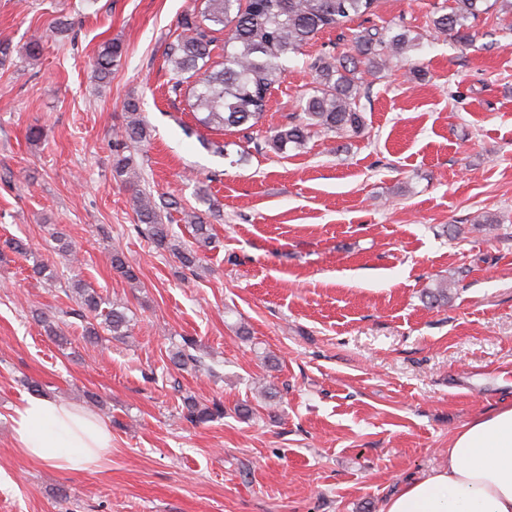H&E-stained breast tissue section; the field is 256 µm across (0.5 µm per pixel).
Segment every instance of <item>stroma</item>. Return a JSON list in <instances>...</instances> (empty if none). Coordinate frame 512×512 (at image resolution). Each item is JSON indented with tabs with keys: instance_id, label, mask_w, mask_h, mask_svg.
Segmentation results:
<instances>
[{
	"instance_id": "obj_1",
	"label": "stroma",
	"mask_w": 512,
	"mask_h": 512,
	"mask_svg": "<svg viewBox=\"0 0 512 512\" xmlns=\"http://www.w3.org/2000/svg\"><path fill=\"white\" fill-rule=\"evenodd\" d=\"M442 3L379 0V23L409 26L419 44L367 77L362 133L244 158L237 135L168 93L165 45L203 0H0V38L16 47L0 63V512H383L447 465L458 429L512 406V32L491 18L473 45L456 43L426 24ZM35 35L44 51L30 59ZM350 38L320 33L289 62L254 140L296 111L309 58L342 55ZM110 39L124 55L100 84L93 61ZM131 97L150 131L135 160L155 198L177 201L180 239H192L198 189L224 214L194 269L136 232L112 176ZM57 232L79 264L57 254ZM116 250L138 283L113 271ZM37 260L56 281L34 274ZM75 275L103 308H126L129 336L84 341L65 294ZM439 280L448 301L427 306ZM41 312L62 315V338ZM186 336L204 360L195 372L169 360ZM28 380L51 399L99 401L112 429L99 468L17 451ZM190 394L223 402V418H180Z\"/></svg>"
}]
</instances>
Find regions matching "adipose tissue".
I'll use <instances>...</instances> for the list:
<instances>
[{
  "instance_id": "adipose-tissue-1",
  "label": "adipose tissue",
  "mask_w": 512,
  "mask_h": 512,
  "mask_svg": "<svg viewBox=\"0 0 512 512\" xmlns=\"http://www.w3.org/2000/svg\"><path fill=\"white\" fill-rule=\"evenodd\" d=\"M25 457L61 470H90L112 453V432L77 406L33 397L14 410ZM384 512H512V406L465 425L448 446V465L404 485Z\"/></svg>"
}]
</instances>
